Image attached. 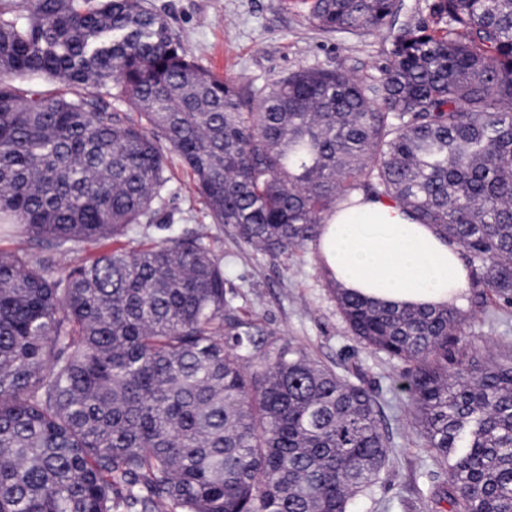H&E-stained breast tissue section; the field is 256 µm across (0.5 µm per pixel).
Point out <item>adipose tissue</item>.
I'll return each mask as SVG.
<instances>
[{
    "label": "adipose tissue",
    "mask_w": 512,
    "mask_h": 512,
    "mask_svg": "<svg viewBox=\"0 0 512 512\" xmlns=\"http://www.w3.org/2000/svg\"><path fill=\"white\" fill-rule=\"evenodd\" d=\"M318 250L334 279L371 299L459 308L469 292V269L458 248L392 198L361 195L354 207H336Z\"/></svg>",
    "instance_id": "adipose-tissue-1"
}]
</instances>
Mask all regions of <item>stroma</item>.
Here are the masks:
<instances>
[{"label": "stroma", "mask_w": 512, "mask_h": 512, "mask_svg": "<svg viewBox=\"0 0 512 512\" xmlns=\"http://www.w3.org/2000/svg\"><path fill=\"white\" fill-rule=\"evenodd\" d=\"M164 11L183 46L214 73L259 87L301 67H343L376 77L388 57L386 34L319 30L300 0H148ZM171 181L159 222L179 234L206 225L209 242L224 259L227 297L260 321L278 345L305 350L321 364L369 388L378 398L394 443L388 466L354 512H448V485L424 445L401 388L405 366L363 347L343 319L324 276L316 242L273 257L244 244L232 226L213 223L188 169L171 157ZM464 334L481 355L512 345V308L466 303Z\"/></svg>", "instance_id": "1"}]
</instances>
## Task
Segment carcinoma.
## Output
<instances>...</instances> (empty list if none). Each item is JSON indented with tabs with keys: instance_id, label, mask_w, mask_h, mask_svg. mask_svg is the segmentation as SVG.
<instances>
[{
	"instance_id": "cac0c4a2",
	"label": "carcinoma",
	"mask_w": 512,
	"mask_h": 512,
	"mask_svg": "<svg viewBox=\"0 0 512 512\" xmlns=\"http://www.w3.org/2000/svg\"><path fill=\"white\" fill-rule=\"evenodd\" d=\"M401 10L310 0L324 31L388 33L380 76L301 67L244 93L146 0H0V223L43 249H0V512H353L378 483L372 391L272 345L204 229L150 231L170 152L213 223L273 257L362 191L435 225L474 299L511 307L512 0H432L430 25ZM30 75L64 92L14 83ZM332 291L409 364L450 512H512V350L464 351L454 307Z\"/></svg>"
}]
</instances>
